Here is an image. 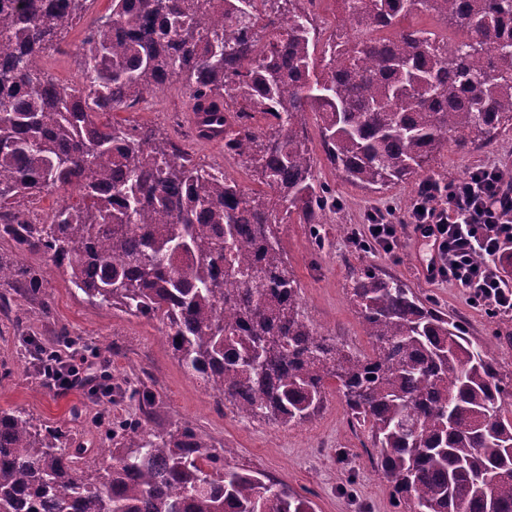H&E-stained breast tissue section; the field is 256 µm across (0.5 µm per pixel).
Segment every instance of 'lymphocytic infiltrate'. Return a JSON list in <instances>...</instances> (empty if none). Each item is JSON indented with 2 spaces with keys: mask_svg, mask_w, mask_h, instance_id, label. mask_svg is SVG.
Instances as JSON below:
<instances>
[{
  "mask_svg": "<svg viewBox=\"0 0 512 512\" xmlns=\"http://www.w3.org/2000/svg\"><path fill=\"white\" fill-rule=\"evenodd\" d=\"M364 232L350 243L361 251L393 252L399 226L388 213L366 214ZM407 222L432 255L430 279L462 288L489 315L512 313V175L489 164L448 184L417 192Z\"/></svg>",
  "mask_w": 512,
  "mask_h": 512,
  "instance_id": "1",
  "label": "lymphocytic infiltrate"
}]
</instances>
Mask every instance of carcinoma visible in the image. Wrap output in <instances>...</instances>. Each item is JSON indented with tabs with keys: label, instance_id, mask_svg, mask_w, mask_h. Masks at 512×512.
<instances>
[{
	"label": "carcinoma",
	"instance_id": "cac0c4a2",
	"mask_svg": "<svg viewBox=\"0 0 512 512\" xmlns=\"http://www.w3.org/2000/svg\"><path fill=\"white\" fill-rule=\"evenodd\" d=\"M94 2L0 0V240L65 267L89 302L158 321L243 418L302 424L338 394L403 512H512V380L491 342L367 268L350 290L371 352H350L309 323L276 230L294 215L320 247L336 207L315 177L311 112L326 160L364 188L430 178L467 131L491 144L512 123V0H336L351 38L323 37L305 0H112L81 43L84 86L32 65ZM422 9L463 40L450 49L406 23ZM174 78L196 137L224 138L263 188L244 191L155 127L101 120ZM70 188L78 202L26 220L22 202ZM1 283L25 297L43 272L0 255ZM113 391L140 417L111 427L110 448L0 409V512H312L225 467L190 424L157 422L146 385Z\"/></svg>",
	"mask_w": 512,
	"mask_h": 512
}]
</instances>
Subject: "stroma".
<instances>
[{
	"label": "stroma",
	"mask_w": 512,
	"mask_h": 512,
	"mask_svg": "<svg viewBox=\"0 0 512 512\" xmlns=\"http://www.w3.org/2000/svg\"><path fill=\"white\" fill-rule=\"evenodd\" d=\"M110 7V0H95L84 25L73 28L60 49L44 55L43 65L49 74L63 83L72 81L85 24L108 14ZM188 103L180 84L173 82L148 102L113 112L112 118L123 124L154 126L195 157L223 167L242 189L257 188L256 176L227 157L223 144L195 139L186 123ZM490 163L512 172V126L502 129L486 147L448 145L435 171L440 181L448 182ZM315 176L336 199L335 210L328 214L324 245H316L307 225L292 220L277 227L288 264L301 283V303L312 325L340 336L353 353H369V339L350 299L349 277L352 268H372L400 278L422 300L460 319L472 341L500 335V342L492 340L490 355L503 374L512 378V314L489 317L468 303L462 289L423 277L411 228L401 230L402 244L391 254L357 252L350 247L351 233L362 230L370 209L390 208L398 215L406 212L417 190L415 182L365 189L347 181L322 159ZM20 260L42 269L44 281L38 300L16 296L8 306H0V408L23 411L44 424L62 426L78 435L91 432L98 443L106 438L107 420L136 418L135 401L117 395L102 397L96 386L59 392L36 371L33 360L24 356L22 336L48 347L63 333L69 342L60 347V354H77L95 362L96 385L145 382L159 400L158 420L196 427L216 447L225 449L226 467L274 479L306 495L314 512H397L389 477L371 467L351 428L347 407L338 396H330L320 414L298 425L242 421L229 407L217 405L206 382L189 372L160 342L158 321L89 304L71 287L65 270L45 261L43 255L27 253Z\"/></svg>",
	"instance_id": "1"
}]
</instances>
